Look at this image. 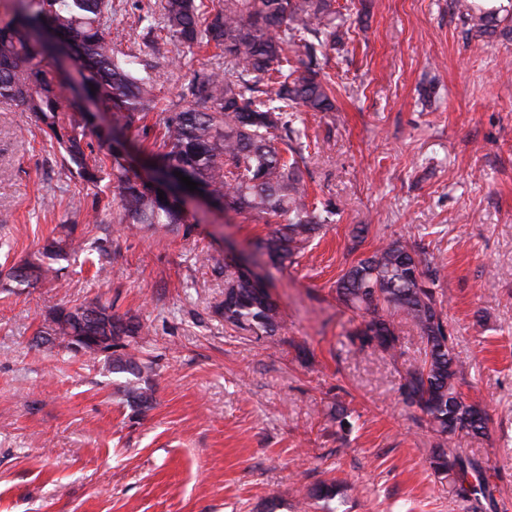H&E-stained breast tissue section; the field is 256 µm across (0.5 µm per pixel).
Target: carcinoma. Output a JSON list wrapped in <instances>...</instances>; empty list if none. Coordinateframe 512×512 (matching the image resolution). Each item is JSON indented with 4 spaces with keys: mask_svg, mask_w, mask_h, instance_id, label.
<instances>
[{
    "mask_svg": "<svg viewBox=\"0 0 512 512\" xmlns=\"http://www.w3.org/2000/svg\"><path fill=\"white\" fill-rule=\"evenodd\" d=\"M458 18L477 37L492 36L501 23L496 13L469 0H454ZM113 0H16L0 21V104L14 105L37 119L66 164L92 184L102 181V167L89 162L81 138L65 131V113L95 114L92 102L112 113L115 123L131 126L158 107L155 80L141 74L138 56L112 42ZM335 0H154L147 11L145 37L165 32L188 48L214 46L224 54V71L202 73L190 83L192 100L162 119L149 151L153 184L139 179L120 162L123 142L111 144L107 173L118 205L131 224H182V186L175 172L197 183L196 191L212 203L276 223L259 247L275 263H293L304 255L333 211L308 203L300 175V132L290 125L291 112H330L332 87L309 69L295 75L288 50L299 44L309 58L336 36ZM55 33L72 52L80 91L64 105L58 87L69 72L39 33ZM164 191L159 199L158 191ZM76 228L60 226L34 261L13 266L0 288H29L58 277L54 264L86 251L108 253V240L88 243ZM439 267L425 251L400 239L375 248L351 263L336 281V297L347 308L369 316L350 334L360 349L379 348L396 355L400 346L397 318L417 330L423 353L405 371L404 402L425 417L436 439L431 467L448 477L462 499H493L482 478L466 484L475 471L471 459L451 449L462 435L485 428L486 407L461 392V366L454 354L436 289ZM224 322L255 336L272 337L280 315L269 293L241 271L224 269V300L217 306ZM144 326L133 317L112 313V306L91 302L53 308L37 335L66 349L103 358L113 373L130 375L123 386L129 406L151 407L153 366L141 357L137 338Z\"/></svg>",
    "mask_w": 512,
    "mask_h": 512,
    "instance_id": "carcinoma-1",
    "label": "carcinoma"
}]
</instances>
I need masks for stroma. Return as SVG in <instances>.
Segmentation results:
<instances>
[{
    "label": "stroma",
    "instance_id": "stroma-1",
    "mask_svg": "<svg viewBox=\"0 0 512 512\" xmlns=\"http://www.w3.org/2000/svg\"><path fill=\"white\" fill-rule=\"evenodd\" d=\"M338 3L342 44L321 71L334 109L294 123L309 199L335 217L293 266L257 248L270 225L197 200L167 229L122 222L114 206L89 227L94 187L40 123L0 104V271L64 222L109 241L107 280L92 253L66 262V287L0 291V512H476L431 468L436 441L400 392L420 356L416 329L401 324L397 356L358 350L349 334L364 318L336 298L356 256L393 239L427 245L444 267L461 389L489 413L483 436L456 445L493 489L490 512H512V38L467 36L453 0ZM148 5L124 0L112 14L117 48L158 81L161 112L116 128L139 173L162 111L182 109L194 73L224 66L213 48L144 40ZM176 54L182 67L169 64ZM358 224L368 233L356 247ZM228 265L262 280L277 336L216 314ZM92 300L148 329L145 413L103 359L34 341L48 310ZM338 405L351 430L330 419ZM319 483L336 497L299 509L298 491Z\"/></svg>",
    "mask_w": 512,
    "mask_h": 512
}]
</instances>
